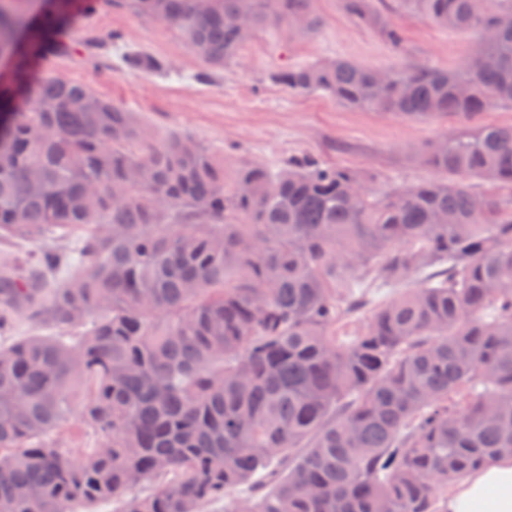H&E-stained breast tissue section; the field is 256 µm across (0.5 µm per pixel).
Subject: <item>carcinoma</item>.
Here are the masks:
<instances>
[{
	"label": "carcinoma",
	"mask_w": 512,
	"mask_h": 512,
	"mask_svg": "<svg viewBox=\"0 0 512 512\" xmlns=\"http://www.w3.org/2000/svg\"><path fill=\"white\" fill-rule=\"evenodd\" d=\"M312 2L0 0V238H72L0 264V329H57L0 344V512H204L236 489L224 512H445L449 485L512 457V203L470 186L512 185V126L440 136L418 153L436 177L377 194L312 156L228 176L196 140L34 73L77 10L163 23L221 69L260 32L315 33ZM400 2L474 31L473 52L272 78L412 120L512 106V0ZM344 5L400 45L370 0ZM75 412L98 437L81 458L47 442Z\"/></svg>",
	"instance_id": "1"
}]
</instances>
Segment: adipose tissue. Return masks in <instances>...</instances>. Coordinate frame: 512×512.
<instances>
[{
  "label": "adipose tissue",
  "instance_id": "ef3b65f1",
  "mask_svg": "<svg viewBox=\"0 0 512 512\" xmlns=\"http://www.w3.org/2000/svg\"><path fill=\"white\" fill-rule=\"evenodd\" d=\"M447 512H512V458L472 472L449 495Z\"/></svg>",
  "mask_w": 512,
  "mask_h": 512
}]
</instances>
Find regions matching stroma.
I'll return each instance as SVG.
<instances>
[{"label": "stroma", "mask_w": 512, "mask_h": 512, "mask_svg": "<svg viewBox=\"0 0 512 512\" xmlns=\"http://www.w3.org/2000/svg\"><path fill=\"white\" fill-rule=\"evenodd\" d=\"M375 9L401 32L392 47L373 29L356 23L343 0H313L322 25L291 39L274 31L256 34L236 61L196 81L202 63L169 26L144 21L131 11L104 7L77 17L64 37L76 52L39 59V76L87 84L133 112L147 129L177 132L198 141L226 167L257 161L281 167L314 156L323 163L375 174V191L410 186L433 178L417 153L442 134L461 129L456 117L409 120L340 105L322 93L297 94L276 83V70L343 58L373 68L421 63L441 69L458 66L474 42L472 32L452 31L415 16L398 0H373ZM119 32L124 47L166 60L172 75L121 67L108 40Z\"/></svg>", "instance_id": "1"}]
</instances>
